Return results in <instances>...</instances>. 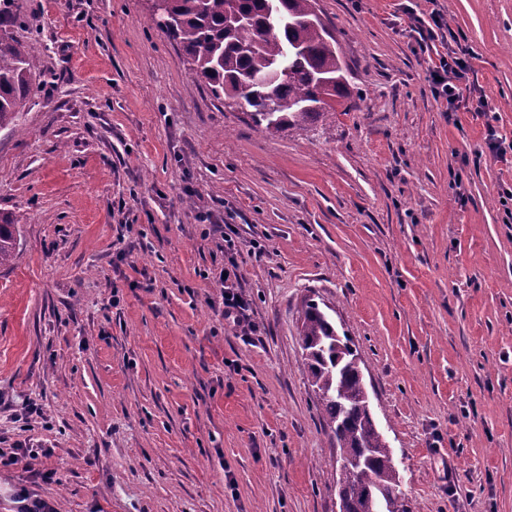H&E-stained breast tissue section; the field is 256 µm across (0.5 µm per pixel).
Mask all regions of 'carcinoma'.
I'll use <instances>...</instances> for the list:
<instances>
[{
  "mask_svg": "<svg viewBox=\"0 0 512 512\" xmlns=\"http://www.w3.org/2000/svg\"><path fill=\"white\" fill-rule=\"evenodd\" d=\"M315 0H165L169 23L150 21L182 48L187 63L222 99L242 100L268 135L318 122L326 100L350 96L346 65ZM15 0H0V130L16 126L31 93L41 48L11 33ZM21 218L0 217V265L12 260ZM302 347L323 424L339 449L343 494L361 512H405L392 453L376 431L349 337L308 300ZM370 448L367 454L364 449Z\"/></svg>",
  "mask_w": 512,
  "mask_h": 512,
  "instance_id": "obj_1",
  "label": "carcinoma"
}]
</instances>
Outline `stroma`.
I'll return each instance as SVG.
<instances>
[{
    "label": "stroma",
    "mask_w": 512,
    "mask_h": 512,
    "mask_svg": "<svg viewBox=\"0 0 512 512\" xmlns=\"http://www.w3.org/2000/svg\"><path fill=\"white\" fill-rule=\"evenodd\" d=\"M348 111L269 136L149 20L147 0H16L43 53L0 130V468L55 512H339L301 347L315 300L361 359L406 512H512V0H316ZM472 70L432 92L445 40ZM256 335L224 321V231ZM414 20L416 24L411 25L410 31L413 33V38L419 47L422 48L428 43V41L435 40L439 37V34H441V38H443L441 32L445 25L439 16H435L433 18V25L435 28L423 25L419 19ZM22 218L0 217V265L12 260L18 246L19 224ZM39 455L48 458L51 451L48 448H0V465H16L23 460H35Z\"/></svg>",
    "instance_id": "35a3bbf8"
}]
</instances>
